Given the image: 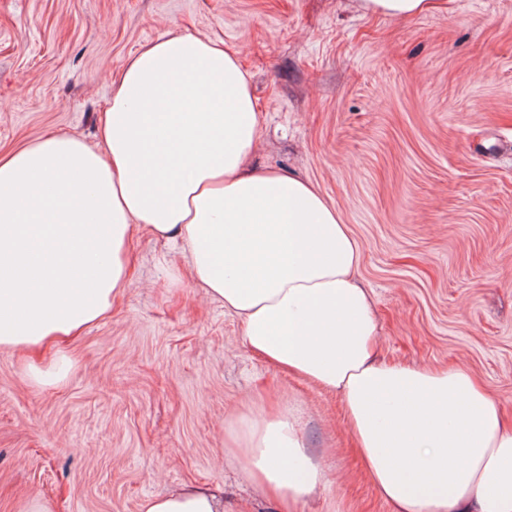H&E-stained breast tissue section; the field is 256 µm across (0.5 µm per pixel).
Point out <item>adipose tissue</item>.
Segmentation results:
<instances>
[{"instance_id":"ef3b65f1","label":"adipose tissue","mask_w":512,"mask_h":512,"mask_svg":"<svg viewBox=\"0 0 512 512\" xmlns=\"http://www.w3.org/2000/svg\"><path fill=\"white\" fill-rule=\"evenodd\" d=\"M104 151L62 133L0 153V348L31 351L102 319L146 232L189 255L187 275L239 316L245 345L338 394L391 512H512V426L466 369L377 359L360 246L307 181L250 164L262 125L223 43L181 32L111 77ZM227 446L265 499L305 505L329 481L293 404L248 415ZM141 512H224L184 483Z\"/></svg>"}]
</instances>
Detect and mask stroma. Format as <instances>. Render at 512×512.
I'll return each instance as SVG.
<instances>
[{"mask_svg":"<svg viewBox=\"0 0 512 512\" xmlns=\"http://www.w3.org/2000/svg\"><path fill=\"white\" fill-rule=\"evenodd\" d=\"M184 31L238 51L257 168L311 182L348 224L380 358L469 370L512 420V0L402 21L352 0H0V150L49 131L99 145L110 73ZM186 267L137 233L109 317L60 349H0V512H140L185 482L269 512L225 432L288 399L329 469L303 512H391L340 397L254 355ZM61 353L66 379L37 382Z\"/></svg>","mask_w":512,"mask_h":512,"instance_id":"35a3bbf8","label":"stroma"}]
</instances>
